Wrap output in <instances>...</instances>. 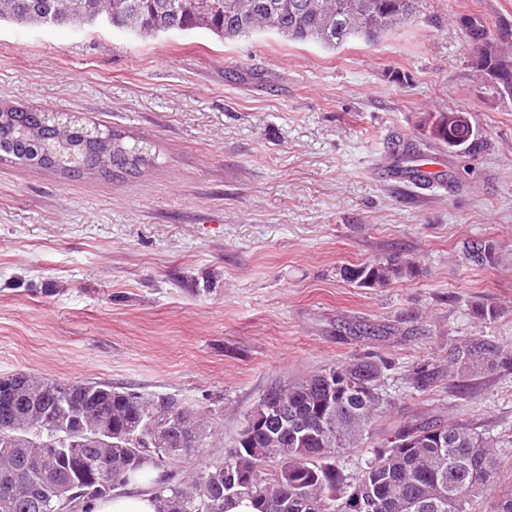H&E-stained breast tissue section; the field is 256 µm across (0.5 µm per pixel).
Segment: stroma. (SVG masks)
<instances>
[{
  "label": "stroma",
  "instance_id": "stroma-1",
  "mask_svg": "<svg viewBox=\"0 0 512 512\" xmlns=\"http://www.w3.org/2000/svg\"><path fill=\"white\" fill-rule=\"evenodd\" d=\"M467 18L512 47V0H423L377 43L333 50L0 23L1 104L74 114L156 157L80 179L0 161V377L214 410L220 440L173 461L181 476L222 460L272 386L368 354L387 363L379 425L511 429V371L448 367L472 338L512 354V98L477 71ZM448 112L468 113L477 150L435 147L426 127ZM394 146L452 181L394 174ZM471 243L497 261H463ZM392 255L416 276L339 274ZM419 364L435 373L423 390L407 380Z\"/></svg>",
  "mask_w": 512,
  "mask_h": 512
}]
</instances>
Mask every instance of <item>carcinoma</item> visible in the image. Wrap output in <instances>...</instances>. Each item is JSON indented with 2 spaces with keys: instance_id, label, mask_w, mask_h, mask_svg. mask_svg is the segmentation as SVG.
<instances>
[{
  "instance_id": "1",
  "label": "carcinoma",
  "mask_w": 512,
  "mask_h": 512,
  "mask_svg": "<svg viewBox=\"0 0 512 512\" xmlns=\"http://www.w3.org/2000/svg\"><path fill=\"white\" fill-rule=\"evenodd\" d=\"M421 0H0V21L21 27L92 26L109 17L110 27L137 38H151L158 27L177 31L206 29L226 41L274 30L293 43H316L326 49L345 45L361 34L377 41L419 11ZM18 163L50 168L78 178L95 172L136 174L148 163V148L127 145L124 138L73 120L60 125L45 112L0 108V154ZM415 274L412 263L398 257L344 267L340 275L361 288H381ZM487 362L512 370V355L486 339L458 346L448 366ZM339 377L354 385L336 399L322 438L301 440L282 429L271 438L254 431L243 452L226 453L186 478L158 484L139 456L161 440L165 460L187 454L186 444L201 455L206 440L218 435L210 412L182 402L168 412L159 396L145 397L109 383L39 378L25 372L5 377L16 392L15 405L0 407V512H62L112 496L133 482H146L161 502L159 512H226L231 502L249 498L258 512H352V494L372 488L378 503L368 512H477L487 493H496L493 512H512V481L502 479L501 462L492 448L512 446V433L499 440L466 422L444 423L415 418L392 422L380 430L372 457L357 473L336 458L375 435L373 424L385 413L382 366L354 358L288 385L274 386L244 415V423L279 401L288 406L295 427H308L326 399L323 384ZM92 407L90 431L100 424L112 432V443H58L54 431L72 408ZM43 416V429L28 434L29 415ZM154 435L142 430L147 419ZM276 449L275 456L259 452ZM109 458L112 478L82 468V461ZM234 490H226L232 482Z\"/></svg>"
}]
</instances>
